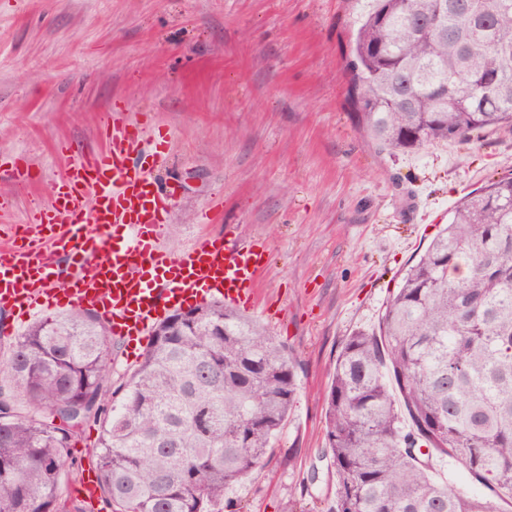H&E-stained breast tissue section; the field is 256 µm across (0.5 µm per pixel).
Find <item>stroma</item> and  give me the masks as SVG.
Returning a JSON list of instances; mask_svg holds the SVG:
<instances>
[{"label":"stroma","mask_w":512,"mask_h":512,"mask_svg":"<svg viewBox=\"0 0 512 512\" xmlns=\"http://www.w3.org/2000/svg\"><path fill=\"white\" fill-rule=\"evenodd\" d=\"M354 0H0V219L47 199L66 158L103 143L107 109L164 126L170 250L253 240L269 263L235 304L287 345L299 392L272 452L227 499L328 512L325 394L354 332L378 328L405 271L467 194L512 176V129L391 151L347 98ZM31 167L23 184L7 171ZM96 423L67 462L91 469ZM318 469L319 478L305 477Z\"/></svg>","instance_id":"obj_1"}]
</instances>
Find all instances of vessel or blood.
<instances>
[{"instance_id":"1","label":"vessel or blood","mask_w":512,"mask_h":512,"mask_svg":"<svg viewBox=\"0 0 512 512\" xmlns=\"http://www.w3.org/2000/svg\"><path fill=\"white\" fill-rule=\"evenodd\" d=\"M165 136L107 117L105 145L67 164L46 201L0 228V309L22 320L51 306L94 307L114 339L142 336L168 310L215 297L250 298L268 264L252 242L199 238L174 252L163 244L174 187L151 175ZM74 273L57 288L60 260Z\"/></svg>"}]
</instances>
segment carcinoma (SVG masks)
Segmentation results:
<instances>
[{"label": "carcinoma", "mask_w": 512, "mask_h": 512, "mask_svg": "<svg viewBox=\"0 0 512 512\" xmlns=\"http://www.w3.org/2000/svg\"><path fill=\"white\" fill-rule=\"evenodd\" d=\"M357 24L348 101L384 147L512 126V0H367ZM115 358L80 309L33 323L0 357V512H87L61 496L91 420L113 512H224L298 392L286 346L218 301L158 322L119 379ZM326 398L331 512H492L451 490L438 459L512 501V177L459 203L379 333L347 340Z\"/></svg>", "instance_id": "1"}]
</instances>
